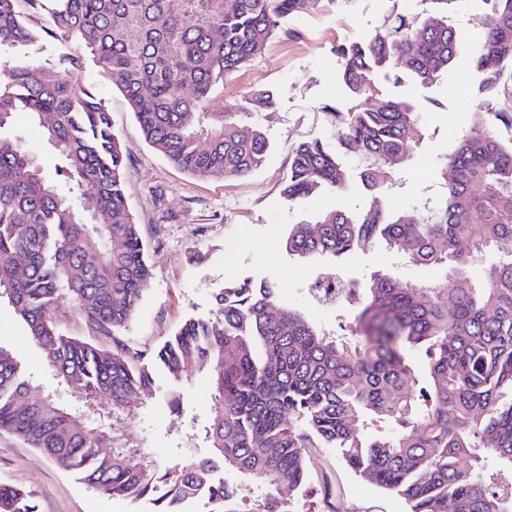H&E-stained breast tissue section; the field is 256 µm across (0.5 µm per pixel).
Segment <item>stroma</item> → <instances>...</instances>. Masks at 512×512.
<instances>
[{
  "label": "stroma",
  "mask_w": 512,
  "mask_h": 512,
  "mask_svg": "<svg viewBox=\"0 0 512 512\" xmlns=\"http://www.w3.org/2000/svg\"><path fill=\"white\" fill-rule=\"evenodd\" d=\"M487 0H457L449 17L462 44L480 37L479 18ZM423 10L421 0H311L302 13L281 19L274 35L247 66L225 76L212 93V108L241 102L254 89L272 93V108L256 112L253 123L265 131L269 148L264 164L248 176L231 179L191 176L171 166L143 140L128 106L100 73L86 71L96 84L112 117L126 161V192L140 224L151 276L140 307L116 337L98 332L68 297L55 304L59 330L105 348L121 342L127 348L152 352L191 317H212L215 294L231 279L251 278L275 283L283 306L300 311L331 335L348 325L349 301L325 305L312 287L319 268L335 267L342 276L364 281L384 270L402 280L438 284L446 270L439 265H416L381 246H365L343 262L323 257L308 260L291 256L282 246L288 227L314 221L325 209L349 213L371 204L402 209L415 219L423 206L444 192L439 174L441 158L469 132L473 117L469 100L479 79L458 65L449 76L428 86L407 81L385 85L386 93L410 98L420 113L422 137L412 155L397 166L383 189H369L360 177L358 158L346 155L348 173L343 188L317 197L288 201L282 188L289 174L290 153L299 142L319 139L336 146V122L329 108L346 111L352 104L339 84V46L362 42L396 16L413 17ZM16 133L48 176H55L61 159L27 114L15 118ZM0 340L10 343L24 360L40 367L44 387L56 380L43 369L38 350L30 346L12 307L0 303ZM166 403L165 387L147 396L136 413L111 419L109 429L159 462L178 451L205 456L201 441L178 436ZM307 482L293 512H407L403 499L383 491L351 471L330 448L305 453ZM0 482L31 491L39 512H144L139 501L111 498L88 488L18 438L0 433Z\"/></svg>",
  "instance_id": "35a3bbf8"
}]
</instances>
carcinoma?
I'll use <instances>...</instances> for the list:
<instances>
[{"instance_id":"cac0c4a2","label":"carcinoma","mask_w":512,"mask_h":512,"mask_svg":"<svg viewBox=\"0 0 512 512\" xmlns=\"http://www.w3.org/2000/svg\"><path fill=\"white\" fill-rule=\"evenodd\" d=\"M16 2L0 0V299L85 417L50 393L34 400L37 375L0 342V431L98 493L148 503L149 512H192L202 497L209 512H252L238 506L225 471L241 482L264 478L259 512H290L308 448L336 450L354 472L401 496L408 512H512V141L498 135L512 129V72L504 70L512 0H488L481 39L466 50L448 20L402 15L366 43L338 49L340 80L356 105L333 113L337 136L371 189L388 183L421 139L413 101L381 82L408 75L432 84L464 58L481 77L473 126L444 156L445 194L422 220L376 205L356 217L328 210L293 225L284 242L292 255L335 260L380 242L415 264L446 266L443 284L380 271L362 288L346 280L344 299L360 289L364 297L347 333L330 336L282 307L271 283L229 280L214 316L186 321L147 362L120 343L108 349L62 334L53 319L66 295L113 336L150 277L126 199L125 155L83 73L105 74L144 140L183 172L245 176L263 164L268 141L243 119L272 97L254 90L245 104L214 112L213 87L310 0H30L47 21L39 28ZM19 112L58 151L63 185L10 134ZM345 182L340 157L312 139L292 148L282 194L293 202ZM473 212L480 222L468 219ZM488 254L496 264L483 279ZM417 351L427 358L422 372L411 362ZM192 370L211 388L202 424L183 412L180 386ZM160 376L186 437L201 440L208 456L136 461L92 408L107 395L112 412L130 414ZM0 512L38 505L31 492L0 483Z\"/></svg>"}]
</instances>
